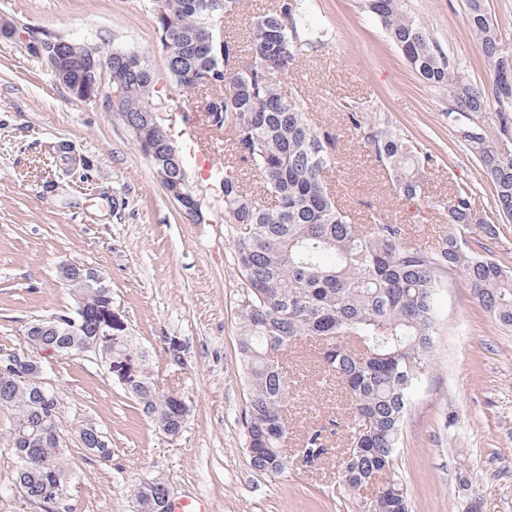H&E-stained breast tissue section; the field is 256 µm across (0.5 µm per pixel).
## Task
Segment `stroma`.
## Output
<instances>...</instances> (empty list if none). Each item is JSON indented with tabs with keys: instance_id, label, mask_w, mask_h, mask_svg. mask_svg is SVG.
I'll return each mask as SVG.
<instances>
[{
	"instance_id": "stroma-1",
	"label": "stroma",
	"mask_w": 512,
	"mask_h": 512,
	"mask_svg": "<svg viewBox=\"0 0 512 512\" xmlns=\"http://www.w3.org/2000/svg\"><path fill=\"white\" fill-rule=\"evenodd\" d=\"M328 30L318 51L289 74V93L335 136L333 188L355 221L368 212L406 225L413 239L447 234V198L465 183L477 210L495 214L492 185L448 121L444 88L424 84L405 63L363 0H302ZM428 26L462 80L489 87L479 41L467 29L465 0H400ZM36 26L104 52L142 54L166 102L183 93L170 78L153 0H0V18ZM383 120L431 155L426 200L408 202L364 157L346 123L351 109ZM210 208L200 224L184 217L162 187L122 116L77 102L18 41H0V356L26 348L30 322L71 312L73 290L59 267L79 261L104 275L112 311L147 356L161 389L184 395L191 411L180 436L162 434L141 413L109 363L47 357L44 376L59 391L75 480L71 512H132V491L150 476L173 498L199 497L210 512H359L338 479L349 450L330 435L334 455L278 476L253 469L246 448L248 400L239 354L241 280L224 237L217 187L188 166ZM431 366L406 416L395 468L409 512H512V328L496 323L462 274L437 292ZM289 450L305 432L344 415L324 384L313 350L288 358ZM112 446L100 462L78 447L83 425Z\"/></svg>"
}]
</instances>
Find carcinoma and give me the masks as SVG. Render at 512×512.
<instances>
[{
    "label": "carcinoma",
    "instance_id": "obj_1",
    "mask_svg": "<svg viewBox=\"0 0 512 512\" xmlns=\"http://www.w3.org/2000/svg\"><path fill=\"white\" fill-rule=\"evenodd\" d=\"M160 44L168 49L171 78L185 92H206L198 111L203 130L224 141V235L244 284L238 303L239 350L249 390L245 409L251 465L268 475L288 468L290 385L284 372L288 350L309 343L317 350L323 380L336 383L349 402L350 449L338 478L363 497L361 512H409L408 493L394 468L404 420L429 367L436 320V293L445 275L460 272L477 301L500 325L512 327V270L486 254L497 227L474 208L472 190L456 185L448 200L430 208L448 214L450 231L426 247L405 236L404 225L375 219L359 224L342 210L326 172L335 164L332 136L309 119L306 102L282 91L281 79L305 53L325 41L322 26L300 0H274L252 20L249 58L218 24L242 9V0H153ZM366 10L385 28L418 77L448 89V120L481 163L494 188L497 215L512 220V49L502 44L485 0H466L464 21L481 43L492 78V94L459 80L448 56L418 19L402 13L399 0H365ZM64 69L77 79L92 48L63 40ZM112 87L124 91L126 127L151 159L167 196L182 211L194 202L175 197L180 163L170 153L173 135L160 116L149 117L147 101L157 80L138 52L112 51ZM495 102L491 122L482 114ZM359 144L402 196L422 195L430 156L388 123L349 113ZM77 293L72 312L34 320L27 340L59 355L82 350L100 358L128 356L133 341L115 329L103 345L101 319L112 299L105 277L81 262L61 269ZM35 361L21 373L0 372V413L9 430L12 491L47 512H67L72 479L62 444L58 393L41 379ZM142 413L171 437L187 420L184 398L166 393L144 366L128 379ZM77 440L96 459L112 456L99 428ZM332 453L320 432L299 448L302 465L313 467ZM135 512H169L166 483L147 478L133 489Z\"/></svg>",
    "mask_w": 512,
    "mask_h": 512
}]
</instances>
